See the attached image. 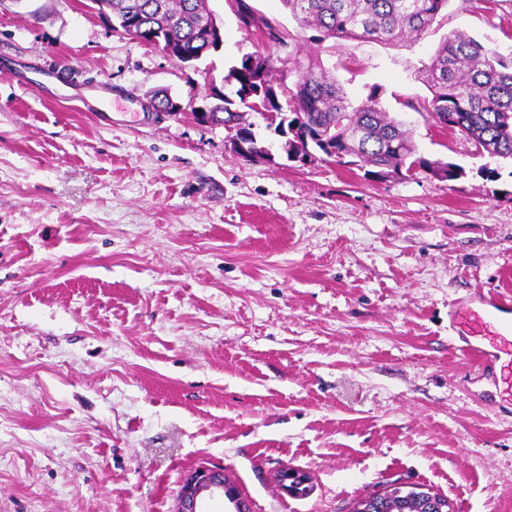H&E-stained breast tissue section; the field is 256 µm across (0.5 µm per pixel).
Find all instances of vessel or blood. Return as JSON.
Wrapping results in <instances>:
<instances>
[{
    "mask_svg": "<svg viewBox=\"0 0 512 512\" xmlns=\"http://www.w3.org/2000/svg\"><path fill=\"white\" fill-rule=\"evenodd\" d=\"M448 320L464 341L462 353L481 363L497 364L504 391L512 396V300L483 294L478 304L456 305Z\"/></svg>",
    "mask_w": 512,
    "mask_h": 512,
    "instance_id": "b4317fda",
    "label": "vessel or blood"
}]
</instances>
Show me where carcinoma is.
Here are the masks:
<instances>
[{
  "label": "carcinoma",
  "mask_w": 512,
  "mask_h": 512,
  "mask_svg": "<svg viewBox=\"0 0 512 512\" xmlns=\"http://www.w3.org/2000/svg\"><path fill=\"white\" fill-rule=\"evenodd\" d=\"M303 30H313L321 39H354L389 44L417 41L433 24L448 0H281ZM202 0H111L112 19L124 27L128 15L135 19L133 37L162 35L176 41L181 50L196 59L210 48L201 36ZM229 68L224 83L243 90L256 71L246 62ZM298 80L286 98L244 100L228 95L215 111L224 123L239 120V109L255 111L253 102L268 112H298L304 125L332 142L336 154L349 155L374 166L371 178L389 175L411 177L421 171L441 181H454L461 168L429 160L417 154L410 132L389 116L377 99L369 97L354 106L336 81L326 75L319 60L295 65ZM431 93L429 112L439 125L473 142L477 151L512 161V55L505 56L473 37L451 33L444 37L423 65Z\"/></svg>",
  "instance_id": "obj_1"
}]
</instances>
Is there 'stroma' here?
I'll return each instance as SVG.
<instances>
[{"label": "stroma", "mask_w": 512, "mask_h": 512, "mask_svg": "<svg viewBox=\"0 0 512 512\" xmlns=\"http://www.w3.org/2000/svg\"><path fill=\"white\" fill-rule=\"evenodd\" d=\"M245 2L249 26L209 0L224 44L190 66L89 0H0V512H175L202 465L251 512H353L395 484L512 512V402L448 328L457 299L512 294V165L440 128L421 74L454 31L512 52V0H448L387 45ZM247 54L378 92L462 177L291 162L256 114L269 155L244 160L189 105ZM285 465L311 495L284 494Z\"/></svg>", "instance_id": "stroma-1"}]
</instances>
